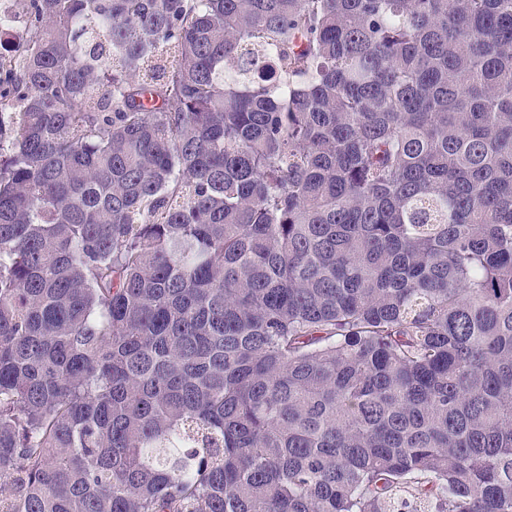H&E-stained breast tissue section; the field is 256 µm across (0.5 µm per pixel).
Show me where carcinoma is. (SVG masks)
Listing matches in <instances>:
<instances>
[{
    "instance_id": "cac0c4a2",
    "label": "carcinoma",
    "mask_w": 512,
    "mask_h": 512,
    "mask_svg": "<svg viewBox=\"0 0 512 512\" xmlns=\"http://www.w3.org/2000/svg\"><path fill=\"white\" fill-rule=\"evenodd\" d=\"M23 19L0 512H512V0Z\"/></svg>"
}]
</instances>
